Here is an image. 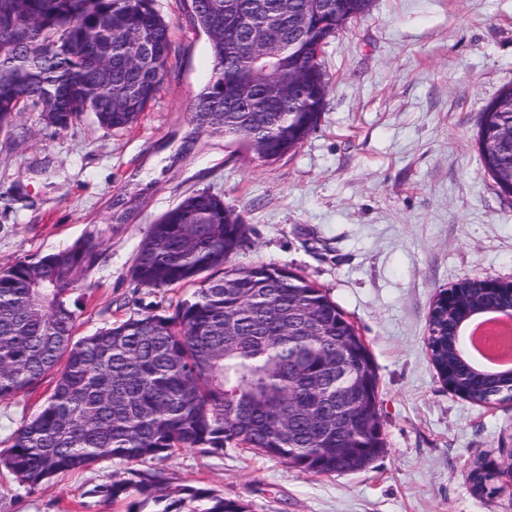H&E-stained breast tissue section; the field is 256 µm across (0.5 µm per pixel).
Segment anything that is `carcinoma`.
I'll return each instance as SVG.
<instances>
[{
	"mask_svg": "<svg viewBox=\"0 0 512 512\" xmlns=\"http://www.w3.org/2000/svg\"><path fill=\"white\" fill-rule=\"evenodd\" d=\"M373 0H201L187 15L211 29L216 72L197 95L199 129L254 142L266 164L294 152L318 126L330 91L320 60L329 39L368 14ZM295 21L288 42L266 41L271 67L257 74L241 43L263 32L274 8ZM249 19L240 41L224 39L229 17ZM36 40L44 53H25ZM0 125L43 104L52 126L68 128L88 113L106 129L131 127L155 99L172 41L156 0H0ZM477 150L481 167L512 196V84L482 109ZM240 217L210 191L184 196L141 243L131 276L148 288L192 286L170 315L144 311L80 339L78 277L99 260L98 244L77 243L0 271V401L49 373L53 392L0 450V467L34 491L50 480L101 461L147 464L176 451L218 454L226 444L276 458L307 472L343 475L366 468L385 449L378 410L379 379L371 353L343 311L303 276L275 265L226 268L244 243ZM462 305L483 306L484 284L465 283ZM312 310L319 335H301L297 311ZM458 318L440 313L429 329L431 360L454 372L456 388L476 404L512 400V385L480 374L451 334ZM347 353L346 380L364 404L336 428V351ZM319 388L316 417L325 436L292 413L297 378ZM346 448L338 456L336 444ZM138 498L127 512H251L250 504L161 472L128 469L100 493Z\"/></svg>",
	"mask_w": 512,
	"mask_h": 512,
	"instance_id": "1",
	"label": "carcinoma"
}]
</instances>
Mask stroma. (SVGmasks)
<instances>
[{"mask_svg":"<svg viewBox=\"0 0 512 512\" xmlns=\"http://www.w3.org/2000/svg\"><path fill=\"white\" fill-rule=\"evenodd\" d=\"M173 41L150 107L122 130L91 116L67 130L21 112L0 131V271L85 240L77 336L130 315L172 313L178 288L131 277L152 224L184 195L223 197L246 227L229 264H276L321 288L355 325L379 377L384 453L345 475L305 472L232 445L156 462L171 484L206 486L253 512H512V493L478 494L477 463L512 453V401L448 391L430 358L438 294L465 279L512 281V197L482 170L477 121L512 82V0H374L321 61L331 88L317 128L266 165L192 108L214 73L206 34L178 0H157ZM25 138H17V131ZM54 376L0 402V441L50 395ZM125 466L100 463L30 491L0 469V512H126L99 494Z\"/></svg>","mask_w":512,"mask_h":512,"instance_id":"stroma-1","label":"stroma"}]
</instances>
